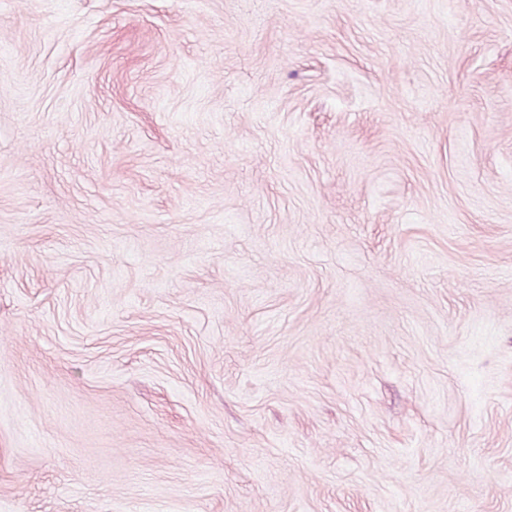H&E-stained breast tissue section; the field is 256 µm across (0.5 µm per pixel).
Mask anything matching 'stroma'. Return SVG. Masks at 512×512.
<instances>
[{"label":"stroma","mask_w":512,"mask_h":512,"mask_svg":"<svg viewBox=\"0 0 512 512\" xmlns=\"http://www.w3.org/2000/svg\"><path fill=\"white\" fill-rule=\"evenodd\" d=\"M0 512H512V0H0Z\"/></svg>","instance_id":"1"}]
</instances>
